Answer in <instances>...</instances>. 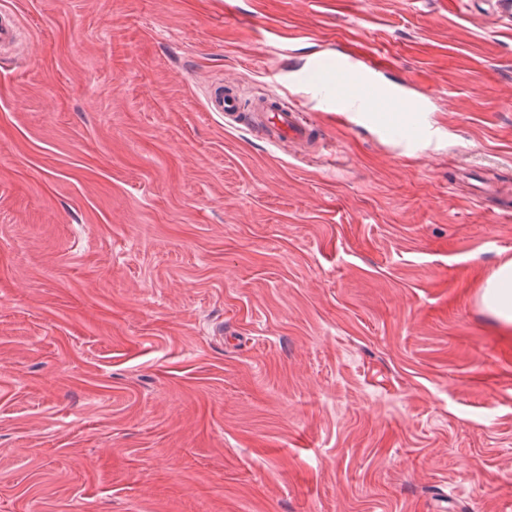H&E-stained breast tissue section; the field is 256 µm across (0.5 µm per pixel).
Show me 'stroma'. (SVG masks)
<instances>
[{
  "instance_id": "obj_1",
  "label": "stroma",
  "mask_w": 512,
  "mask_h": 512,
  "mask_svg": "<svg viewBox=\"0 0 512 512\" xmlns=\"http://www.w3.org/2000/svg\"><path fill=\"white\" fill-rule=\"evenodd\" d=\"M0 512H512V7L0 0ZM347 54L437 145L323 112ZM310 111L301 152L211 80ZM20 27V19L15 13L0 10V48L9 47L16 42ZM480 299L496 320L506 326L512 325V260L502 262L487 277Z\"/></svg>"
}]
</instances>
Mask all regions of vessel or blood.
Masks as SVG:
<instances>
[{"label":"vessel or blood","mask_w":512,"mask_h":512,"mask_svg":"<svg viewBox=\"0 0 512 512\" xmlns=\"http://www.w3.org/2000/svg\"><path fill=\"white\" fill-rule=\"evenodd\" d=\"M20 27L15 13L0 10V48L15 43ZM298 80L317 90L327 111L345 112L352 117L367 112L378 126L396 133L422 128L423 105L407 101L396 90L384 89L375 67L358 58H317ZM206 107L246 129L272 132L277 144L303 145L312 141L315 132L299 110L283 106L272 93L248 103L232 85L220 82L210 87Z\"/></svg>","instance_id":"vessel-or-blood-1"}]
</instances>
